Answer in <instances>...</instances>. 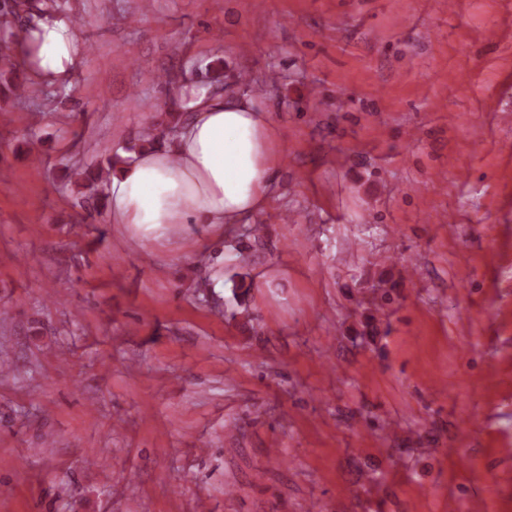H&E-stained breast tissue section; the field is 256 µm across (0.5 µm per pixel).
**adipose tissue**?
I'll return each mask as SVG.
<instances>
[{
    "mask_svg": "<svg viewBox=\"0 0 512 512\" xmlns=\"http://www.w3.org/2000/svg\"><path fill=\"white\" fill-rule=\"evenodd\" d=\"M28 62L38 77L66 80L76 60L70 24L46 21L30 31ZM179 133L164 146L144 145L111 176L110 223L160 239L185 220L248 224L267 208L277 129L251 95L199 91Z\"/></svg>",
    "mask_w": 512,
    "mask_h": 512,
    "instance_id": "obj_1",
    "label": "adipose tissue"
}]
</instances>
